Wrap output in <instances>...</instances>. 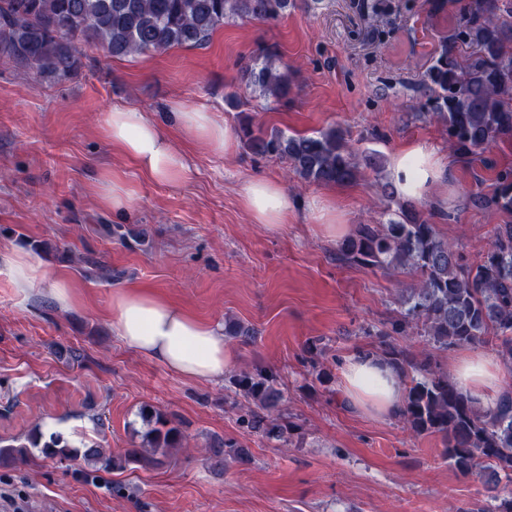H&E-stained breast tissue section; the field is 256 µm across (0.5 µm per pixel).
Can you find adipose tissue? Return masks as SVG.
Returning a JSON list of instances; mask_svg holds the SVG:
<instances>
[{
  "instance_id": "ef3b65f1",
  "label": "adipose tissue",
  "mask_w": 512,
  "mask_h": 512,
  "mask_svg": "<svg viewBox=\"0 0 512 512\" xmlns=\"http://www.w3.org/2000/svg\"><path fill=\"white\" fill-rule=\"evenodd\" d=\"M170 120L195 140L217 152L234 147V134L210 112L173 105ZM103 131L122 156L162 182L187 179L191 168L162 133L155 116L135 108H115L103 119ZM448 166L436 151L408 142L393 151L391 179L397 197L431 198L436 211L448 210ZM244 208L255 223L277 229L287 224L292 205L278 182L252 177L241 190ZM116 332L128 348L162 363L192 381L223 380L231 362L224 326L204 321L179 306L143 290L117 289L112 295ZM342 394L358 410L374 417H393L403 406L399 372L373 353L356 349L342 366ZM452 379L464 394L483 405H493L501 386L498 362L474 354L456 363Z\"/></svg>"
}]
</instances>
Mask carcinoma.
<instances>
[{"label": "carcinoma", "instance_id": "cac0c4a2", "mask_svg": "<svg viewBox=\"0 0 512 512\" xmlns=\"http://www.w3.org/2000/svg\"><path fill=\"white\" fill-rule=\"evenodd\" d=\"M294 0H0V54L29 67L39 76L67 80L81 68L79 43L97 44L114 57H135L173 47L196 48L226 23L275 20ZM469 19L450 36L474 47L465 62L448 55V43L428 71L435 115L448 126V137L465 154L512 137V22L497 15L496 0H469ZM246 89L286 103L294 84L277 53L258 48L240 64ZM246 151L286 161L307 183L344 184L355 181L361 164L381 167L376 153L359 156L342 130L335 127L311 135L270 132L239 120ZM499 188L487 203L512 212V172L498 175ZM382 195L396 209H387L384 224H358L338 245L336 257L364 269L400 270L416 277L402 297L401 311L388 330L377 335L413 333L437 350L491 344L512 369V224H498L490 244L470 262L462 246L439 235L411 201L397 198L391 183ZM379 357L393 366L408 385L400 417L417 435L442 436L445 457L455 470L476 473L492 486L512 481V389L502 391L485 408L463 394L431 357L409 355L384 344ZM238 392L255 409L242 419L251 432L288 441L290 423L282 413L284 398L272 374L242 371L232 378ZM149 426L143 447L108 454L93 441L79 450L57 435L43 439L37 432L28 442L0 447V465L26 461L33 452L61 461L82 460L95 471L157 468L168 450L177 448L183 433L175 417L144 407ZM214 465L233 457L250 459L233 440L217 439L207 448Z\"/></svg>", "mask_w": 512, "mask_h": 512}]
</instances>
